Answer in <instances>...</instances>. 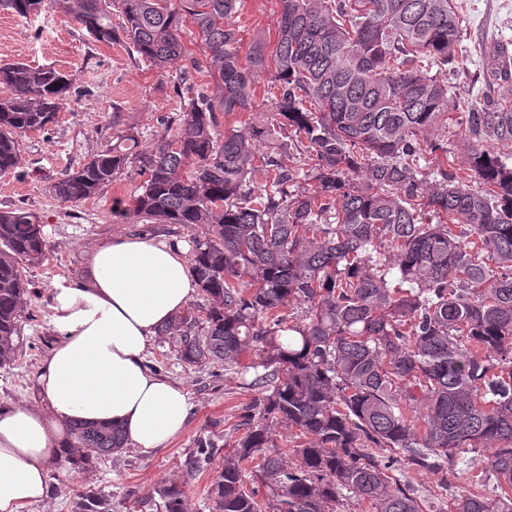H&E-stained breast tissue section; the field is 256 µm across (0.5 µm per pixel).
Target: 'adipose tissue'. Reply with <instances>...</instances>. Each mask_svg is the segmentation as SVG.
<instances>
[{"label": "adipose tissue", "instance_id": "ef3b65f1", "mask_svg": "<svg viewBox=\"0 0 512 512\" xmlns=\"http://www.w3.org/2000/svg\"><path fill=\"white\" fill-rule=\"evenodd\" d=\"M195 288L184 248L130 235L92 248L82 283H55L51 321L60 339L40 368L45 404L0 408V512L44 498L49 467L72 441L70 421L118 425L145 450L181 432L189 395L144 357Z\"/></svg>", "mask_w": 512, "mask_h": 512}]
</instances>
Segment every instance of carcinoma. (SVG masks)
<instances>
[{"label":"carcinoma","instance_id":"cac0c4a2","mask_svg":"<svg viewBox=\"0 0 512 512\" xmlns=\"http://www.w3.org/2000/svg\"><path fill=\"white\" fill-rule=\"evenodd\" d=\"M90 39L124 42L162 71L179 70L172 136L141 153L147 179L130 211L146 224L208 227L191 255L205 303L160 326L188 366L256 371L257 417L224 454L208 489L212 512H421L397 463L436 474L466 450L491 451L456 512H512V169L478 148L480 192L420 164L426 136L465 117L470 135L512 141V98L488 108L448 96L432 74L456 62L464 19L455 0H279L274 58L241 55L230 20L242 0H0L27 18L44 3ZM121 21L112 22L113 12ZM195 34V48L182 34ZM199 53H194V50ZM274 66L276 108L316 184L258 149L250 126L224 136L219 115L253 109L256 74ZM211 77L217 97L194 92ZM0 173L20 164L18 138L53 122L68 75L0 67ZM128 153L109 148L52 186L74 204L112 183ZM262 171L263 188L251 186ZM361 176L353 186L349 176ZM45 259L42 225L0 209V365L16 354L23 269ZM306 307L304 318L292 310ZM415 409L408 415L406 408ZM290 430L288 448L274 429ZM66 459L88 467L125 446L111 424L75 421ZM267 488L260 494L259 487ZM166 512H193L184 485L159 486Z\"/></svg>","mask_w":512,"mask_h":512}]
</instances>
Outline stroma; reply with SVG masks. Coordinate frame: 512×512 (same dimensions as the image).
Here are the masks:
<instances>
[{"instance_id":"35a3bbf8","label":"stroma","mask_w":512,"mask_h":512,"mask_svg":"<svg viewBox=\"0 0 512 512\" xmlns=\"http://www.w3.org/2000/svg\"><path fill=\"white\" fill-rule=\"evenodd\" d=\"M458 3L466 17L463 58L441 74L450 94L472 99L480 108L512 97V63L495 67L490 61L496 45L512 44V0ZM278 16L279 0H244L233 19L242 49L258 41L274 49ZM13 62L66 71L75 87L53 123L20 139L21 166L0 173V209L20 208L38 216L46 244L43 263L24 269L33 293L19 322L15 358L0 366V405L39 406L44 401L39 368L59 339L49 308L55 280L80 283L87 250L117 235H150L190 250L206 239L208 230L201 225L145 224L132 215L122 219L112 214L113 203L130 201L144 181L140 151L165 134V118L179 115L175 73L150 66L125 44L92 41L63 12L51 8L26 19L0 10V65ZM283 122L271 101L259 100L253 111L220 119L219 129L256 124L267 127L277 140ZM127 133L136 136L138 151L129 155L111 185L75 205L53 197L55 181ZM427 140L436 152L454 156L461 169L468 168L469 153L478 145L464 125L454 121L438 127ZM145 365L188 391L192 410L182 433L166 447L146 451L127 446L88 468L54 462L46 497L25 512H82L91 502L105 512H166L155 489L170 482L185 485L195 512H210L207 490L225 452L244 432L249 407L258 395L250 385L253 375L221 364L186 366L158 335L149 343ZM202 444L212 452L207 468L188 475L186 466ZM488 457L483 449L465 452L463 465L445 480L427 470L408 471L423 512H449L468 488V471L485 469Z\"/></svg>"}]
</instances>
